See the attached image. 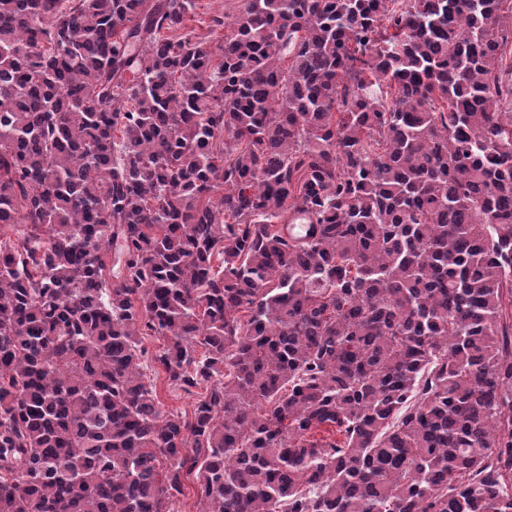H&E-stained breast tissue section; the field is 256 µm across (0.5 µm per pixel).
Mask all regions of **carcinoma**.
<instances>
[{
  "instance_id": "obj_1",
  "label": "carcinoma",
  "mask_w": 512,
  "mask_h": 512,
  "mask_svg": "<svg viewBox=\"0 0 512 512\" xmlns=\"http://www.w3.org/2000/svg\"><path fill=\"white\" fill-rule=\"evenodd\" d=\"M506 2L0 0V512H512ZM237 0H195V9L192 12V21L189 23L200 35H209V38L217 43L224 39V28H217L215 32L208 33L207 27L212 16L227 14L233 15ZM165 344H167V339L163 336H144L142 339V346L147 350L143 364V372L146 374L145 381L149 380L155 385L163 411L179 412L183 416L188 415L191 418L195 402L200 395H188L169 387L165 381V373L159 365L154 364L153 357L155 353Z\"/></svg>"
}]
</instances>
